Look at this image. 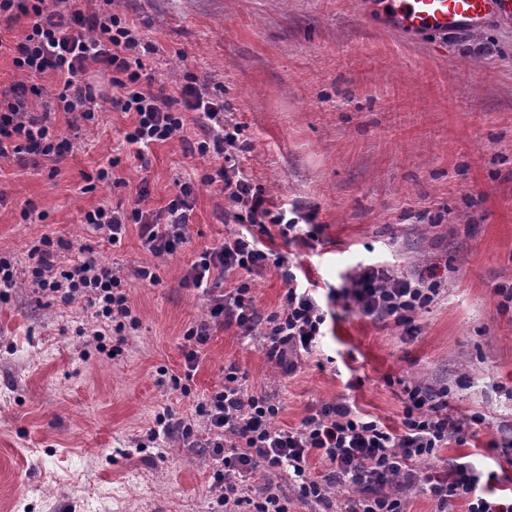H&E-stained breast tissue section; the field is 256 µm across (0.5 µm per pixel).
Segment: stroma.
I'll return each mask as SVG.
<instances>
[{"label":"stroma","instance_id":"35a3bbf8","mask_svg":"<svg viewBox=\"0 0 512 512\" xmlns=\"http://www.w3.org/2000/svg\"><path fill=\"white\" fill-rule=\"evenodd\" d=\"M154 50L147 73L178 93L191 72L242 126L241 163L279 205L315 213L317 249L276 240L275 249L319 287L344 288L358 265L413 278L431 271L437 301L413 333L363 316L337 299L335 319L291 375L263 339L236 324L214 326L189 392L160 369L183 367L186 331L205 318L210 293L238 274L213 273L210 293L182 287L195 256L236 232L219 187L195 183L202 160L187 151L198 113L181 137L152 145L149 166L124 140L131 115L100 103L95 123L69 133L75 150L56 175L0 159V252L14 257L15 288L0 301V512H224L211 493L214 463L194 444L153 447L157 413L194 418L197 403L233 365L249 389L280 406L277 426L344 401L399 427V380L448 388V412L483 416L466 443L441 448L435 465L468 457L512 488V22L437 40L363 22L370 0H114ZM120 157L122 186L83 192V175ZM194 182L186 241L157 259L137 225L112 245L84 224L100 205L163 212L177 186ZM45 213L23 223L21 213ZM82 246L118 267L139 324L121 355L99 353L96 320L82 299L64 305L32 293L34 241ZM153 267L157 283L140 280ZM260 316L287 289L276 268L254 275ZM496 449H488V442Z\"/></svg>","mask_w":512,"mask_h":512}]
</instances>
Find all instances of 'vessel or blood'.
Returning a JSON list of instances; mask_svg holds the SVG:
<instances>
[{
	"label": "vessel or blood",
	"instance_id": "obj_1",
	"mask_svg": "<svg viewBox=\"0 0 512 512\" xmlns=\"http://www.w3.org/2000/svg\"><path fill=\"white\" fill-rule=\"evenodd\" d=\"M384 27L419 36L477 32L512 20V0H375Z\"/></svg>",
	"mask_w": 512,
	"mask_h": 512
}]
</instances>
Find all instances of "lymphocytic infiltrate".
I'll return each instance as SVG.
<instances>
[{"mask_svg":"<svg viewBox=\"0 0 512 512\" xmlns=\"http://www.w3.org/2000/svg\"><path fill=\"white\" fill-rule=\"evenodd\" d=\"M28 19L20 39L0 37V55H10L19 75L8 90L0 91V158L19 165L46 164L57 173L73 152L69 137L51 124L36 106L55 100L58 111L69 114L70 125L93 123L100 99L113 110L133 113L135 121L125 139L143 147L165 142L183 131L186 113H203V137L190 145L192 155L206 160L200 181L220 186L232 206L234 223L244 232L225 238L222 245L198 254L182 277L188 288H206L213 271L242 274L233 291L211 296L208 315L184 336V370L170 375L173 388L188 391L198 367L200 349L214 325L228 321L244 333L262 327L269 359L294 371L296 356L311 353L325 334L328 309L323 299L343 296L364 316L409 325L414 316L440 294L433 275L402 277L374 265L358 267L347 277L342 292L320 296L305 285L283 256L274 254L266 238L278 235L286 243L314 247L318 227L313 215L270 203L264 190L244 173L238 154L242 127L226 119L224 106L203 93L192 73H184L180 89L183 108L176 98L153 86L144 74L140 53L144 44L120 14L104 9L84 13L78 0H0V34L19 19ZM55 81V93L45 98L42 77ZM106 79L113 89L105 95L98 85ZM190 184H181L165 208V222L141 209L123 213L100 206L87 211L86 224L103 233L110 244L122 242L128 224L139 227L142 246L155 257L173 254L185 241L192 205ZM59 248L42 236L30 250L31 282L36 291L62 304L86 300L95 310L99 327L110 333V355H118L138 320L119 270L102 263L92 249L81 248L77 259L61 265L54 257ZM275 267L288 285L280 307L267 316L256 309L250 275ZM246 376L236 366L224 370V384L198 402L197 421L157 414L149 439L163 444L172 437L194 443L198 427L209 434L207 445L215 462L213 489L232 512H288V501L275 491L273 476L287 474L300 500L332 505V491L347 485L357 492L350 512H405L399 495L407 486L428 496L436 512H447L451 501L464 498L468 512H512V493H480L482 474L470 462L437 466L433 460L449 441L463 442V423L448 413L447 388L436 389L420 381L402 384L404 408L400 429L359 415L344 402H329L312 409L295 428H282L275 419L279 405L262 394L248 391ZM325 472L315 475L312 461ZM267 480L257 495L245 487L256 475Z\"/></svg>","mask_w":512,"mask_h":512,"instance_id":"f902f5d3","label":"lymphocytic infiltrate"}]
</instances>
